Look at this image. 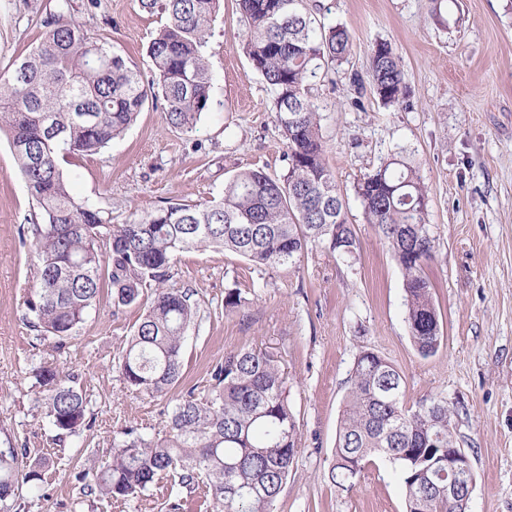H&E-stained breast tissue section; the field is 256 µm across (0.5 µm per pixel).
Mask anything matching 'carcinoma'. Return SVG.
Returning a JSON list of instances; mask_svg holds the SVG:
<instances>
[{
	"mask_svg": "<svg viewBox=\"0 0 512 512\" xmlns=\"http://www.w3.org/2000/svg\"><path fill=\"white\" fill-rule=\"evenodd\" d=\"M141 3L166 16L146 49L152 94L164 100L168 126L191 133L210 104L212 76L201 47L220 0ZM238 5L247 21L242 49L273 95L289 170L276 179L242 169L225 183L222 197L207 204L170 201L136 221L111 224L103 211L73 195L60 159L96 154L120 137L149 93L140 72L107 43L87 37L64 11L42 21L39 43L0 80V131L10 133L16 172L42 216L28 243L36 267L26 299L33 324L63 345L103 289L111 290L116 307L145 303L118 370L129 390L151 399L182 379L185 333L198 311L189 293L167 286L180 253L221 249L268 270L297 267L317 245L345 258L357 249L309 95L312 79L348 55L351 37L342 27L318 23L303 0ZM370 77L384 106L404 99L403 71L389 43L372 46ZM357 196L403 271L414 346L431 356L441 336L423 271L432 252L426 186L412 163L392 158L358 185ZM35 377L57 435L89 426L77 375L43 366ZM454 414L445 397L407 406L398 368L361 351L336 430L331 482L354 486L366 464L380 457L395 469L405 512H459L448 501ZM123 435L105 469L81 475L88 491L122 502L176 479L189 490L203 486L214 512H270L293 468L299 426L274 357L239 350L215 363L203 391L192 387L177 400L163 436L144 438L133 428ZM18 456L15 449L0 452V512H11L19 490Z\"/></svg>",
	"mask_w": 512,
	"mask_h": 512,
	"instance_id": "carcinoma-1",
	"label": "carcinoma"
}]
</instances>
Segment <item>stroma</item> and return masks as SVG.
Masks as SVG:
<instances>
[{
    "mask_svg": "<svg viewBox=\"0 0 512 512\" xmlns=\"http://www.w3.org/2000/svg\"><path fill=\"white\" fill-rule=\"evenodd\" d=\"M68 3L88 36L106 40L151 81L145 51L163 14L141 0H0V75L38 42L41 22ZM325 26L345 27L353 49L313 81L326 160L347 203L357 250L343 259L313 247L299 268L255 269L211 248L178 255L171 287L198 304L182 352L183 379L172 394L148 399L127 389L115 362L143 312L120 309L103 292L63 347L32 327L25 300L35 267L22 243L40 211L14 172L0 132V450L42 460L40 479L20 484L18 512H206L196 494L170 482L113 502L86 493L79 474L106 466L125 429L162 431L176 396L204 386L230 351L274 355L299 424L293 469L273 512H404L391 466L376 461L350 491L328 474L336 429L360 351L401 372L406 404L436 396L454 403L456 445L476 475L469 512H512V0H304ZM246 24L236 0H222L204 54L213 75L210 104L193 133L171 129L163 100H147L137 122L99 153L63 166L74 193L126 224L179 199L222 195L238 170L288 172V149L275 125L262 77L240 49ZM391 44L407 87L385 107L369 81L370 48ZM405 157L428 191L433 256L424 265L444 339L421 356L406 322L403 272L368 224L356 187L381 163ZM244 303L226 310L224 291ZM62 365L78 376L90 427L58 438L44 416L33 371Z\"/></svg>",
    "mask_w": 512,
    "mask_h": 512,
    "instance_id": "stroma-1",
    "label": "stroma"
}]
</instances>
